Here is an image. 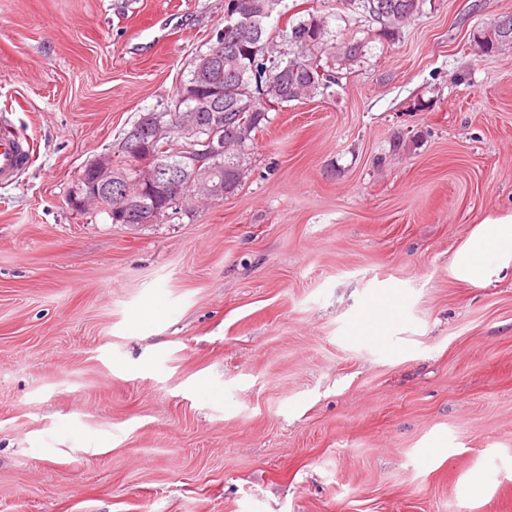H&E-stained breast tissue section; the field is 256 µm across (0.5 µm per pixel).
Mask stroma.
<instances>
[{
	"mask_svg": "<svg viewBox=\"0 0 512 512\" xmlns=\"http://www.w3.org/2000/svg\"><path fill=\"white\" fill-rule=\"evenodd\" d=\"M282 5L365 56L269 111L234 193L130 225L74 179L224 0H0V130L34 149L0 184V512H512V270L450 271L512 213V49L473 40L512 0H433L395 40ZM392 308V303L389 299H383L374 305L372 308H369L361 318V324L363 326V322L366 320H370L374 322L375 325V333L373 336H382L381 333L385 329L386 323L390 316V311Z\"/></svg>",
	"mask_w": 512,
	"mask_h": 512,
	"instance_id": "obj_1",
	"label": "stroma"
}]
</instances>
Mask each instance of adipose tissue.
<instances>
[{
	"label": "adipose tissue",
	"instance_id": "adipose-tissue-1",
	"mask_svg": "<svg viewBox=\"0 0 512 512\" xmlns=\"http://www.w3.org/2000/svg\"><path fill=\"white\" fill-rule=\"evenodd\" d=\"M512 268V214L504 215L476 227L451 262L456 279L483 287L500 272Z\"/></svg>",
	"mask_w": 512,
	"mask_h": 512
}]
</instances>
